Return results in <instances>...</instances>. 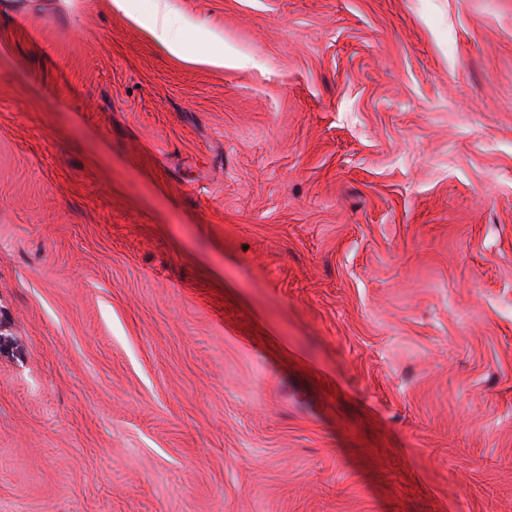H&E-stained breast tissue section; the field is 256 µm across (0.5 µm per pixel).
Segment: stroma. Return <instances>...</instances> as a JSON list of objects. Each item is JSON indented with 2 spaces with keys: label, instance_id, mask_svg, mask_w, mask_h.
I'll return each instance as SVG.
<instances>
[{
  "label": "stroma",
  "instance_id": "obj_1",
  "mask_svg": "<svg viewBox=\"0 0 512 512\" xmlns=\"http://www.w3.org/2000/svg\"><path fill=\"white\" fill-rule=\"evenodd\" d=\"M167 2L0 0V512H512V0ZM146 23L155 37L171 51L176 53L181 51L182 45L179 40L181 21L168 11L165 1L156 0L154 11Z\"/></svg>",
  "mask_w": 512,
  "mask_h": 512
}]
</instances>
